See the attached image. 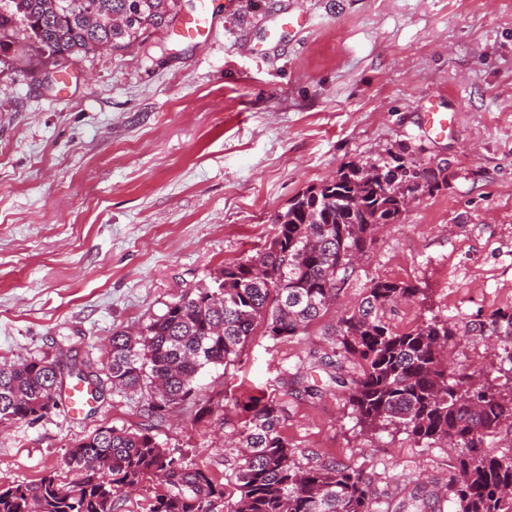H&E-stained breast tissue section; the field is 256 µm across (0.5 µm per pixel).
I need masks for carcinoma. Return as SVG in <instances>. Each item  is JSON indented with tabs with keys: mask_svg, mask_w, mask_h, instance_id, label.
I'll list each match as a JSON object with an SVG mask.
<instances>
[{
	"mask_svg": "<svg viewBox=\"0 0 512 512\" xmlns=\"http://www.w3.org/2000/svg\"><path fill=\"white\" fill-rule=\"evenodd\" d=\"M177 0H0V43L23 31L48 56L66 61L102 44L122 49L148 27L172 20ZM415 164L359 174L349 165L312 186L277 214L275 233L255 257L224 264L212 284L166 305L134 336L115 332L106 375L112 387L140 392L158 420L196 398L205 367L234 365L259 326L276 340L302 335L328 311L376 241V228L397 220L414 194ZM424 289L373 277L352 312L334 328L330 350L313 351L312 368L347 396L361 430L393 426L417 441L455 452L447 491L412 497L414 512H438L450 497L455 512H512V455L486 439L512 420L504 394L448 362L455 326L436 315L398 332L386 321L393 304ZM67 376L90 383L92 372L57 357ZM46 358L0 364V425L57 408L63 378ZM351 362L357 372L343 370ZM229 451L237 500L228 512H373L374 478L342 462L301 467L280 432L283 405L251 396ZM67 465L78 479L49 475L36 483L0 482V512H116L128 489L156 476L166 489L149 512H213L224 484L189 458L176 457L149 430L106 427L81 439Z\"/></svg>",
	"mask_w": 512,
	"mask_h": 512,
	"instance_id": "obj_1",
	"label": "carcinoma"
}]
</instances>
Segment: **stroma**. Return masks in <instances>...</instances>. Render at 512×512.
Returning <instances> with one entry per match:
<instances>
[{
  "mask_svg": "<svg viewBox=\"0 0 512 512\" xmlns=\"http://www.w3.org/2000/svg\"><path fill=\"white\" fill-rule=\"evenodd\" d=\"M291 14L300 24L283 25ZM432 105L454 114L447 137L424 130ZM395 157L440 171L441 188L415 193L306 335L256 331L240 364L203 369L196 403L162 421H148L146 397L107 386L79 416L61 404L0 426V477L71 481L77 441L147 425L229 504L224 435L241 420L229 400L265 395L281 400L300 465L374 474L377 512L445 485L448 449L363 434L324 370L308 378L316 398L290 393L296 365L374 277L426 290L387 312L393 328L450 319L451 363L512 391V335L490 320L512 306V0H234L208 43L150 28L63 64L15 34L0 51V362L101 366L113 332L256 256L299 193Z\"/></svg>",
  "mask_w": 512,
  "mask_h": 512,
  "instance_id": "stroma-1",
  "label": "stroma"
}]
</instances>
